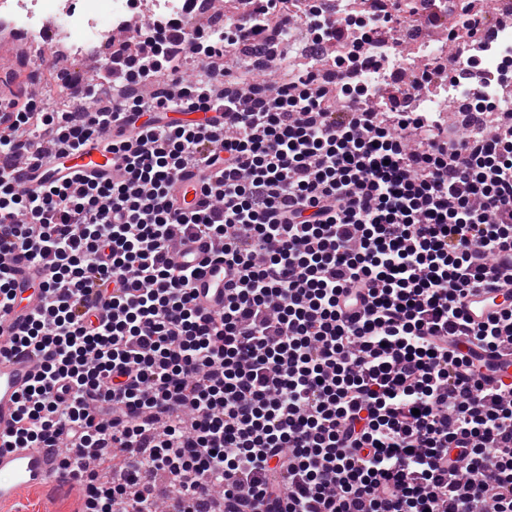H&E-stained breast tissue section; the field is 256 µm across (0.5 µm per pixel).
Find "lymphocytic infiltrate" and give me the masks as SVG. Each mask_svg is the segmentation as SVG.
Wrapping results in <instances>:
<instances>
[{"instance_id":"1","label":"lymphocytic infiltrate","mask_w":512,"mask_h":512,"mask_svg":"<svg viewBox=\"0 0 512 512\" xmlns=\"http://www.w3.org/2000/svg\"><path fill=\"white\" fill-rule=\"evenodd\" d=\"M289 4L218 39L159 20L87 104L32 96L0 115V253L49 263L46 311L13 340L40 371L10 445L68 441L83 512H153L146 468L176 512H512V382L483 387L476 355L512 338V308L463 310L512 259V122L441 140L294 66L271 83L225 68L237 45L264 53ZM197 111L223 131L161 119ZM43 137L101 144L112 176L21 188L11 167ZM182 239L221 243L223 310L197 305ZM89 448L125 462L101 480ZM180 187L181 190L178 194L179 204L183 206L195 205L199 198L196 170L189 169L181 174Z\"/></svg>"}]
</instances>
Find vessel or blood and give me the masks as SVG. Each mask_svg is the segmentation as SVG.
Masks as SVG:
<instances>
[{
    "instance_id": "1",
    "label": "vessel or blood",
    "mask_w": 512,
    "mask_h": 512,
    "mask_svg": "<svg viewBox=\"0 0 512 512\" xmlns=\"http://www.w3.org/2000/svg\"><path fill=\"white\" fill-rule=\"evenodd\" d=\"M45 154L54 156L48 166L19 165L17 176L29 186L46 180L65 179L78 184L88 175L105 176L112 172V156L101 150H86L76 154H59L51 143H43ZM181 190L178 202L184 206L195 205L199 198L195 170L184 171L180 176ZM219 253L212 247H204L196 254L179 253L178 258L186 265L197 268L193 281L200 305L219 310L224 306L225 270L218 261ZM0 265L13 275L16 292L23 298L21 304L0 314V344L7 346V353L0 355V432L15 426L19 402L28 385L35 378L40 363L29 352L10 349L13 336L24 330L29 318L43 311L48 297L40 285L48 268L46 263L35 261L29 253L16 249L0 256ZM512 302V290L498 288L493 291L478 289L465 300L467 316L475 323L488 317ZM492 377L512 382V342L501 343L490 353ZM59 460L51 448H3L0 449V502L13 500L24 486L48 487L60 483Z\"/></svg>"
}]
</instances>
